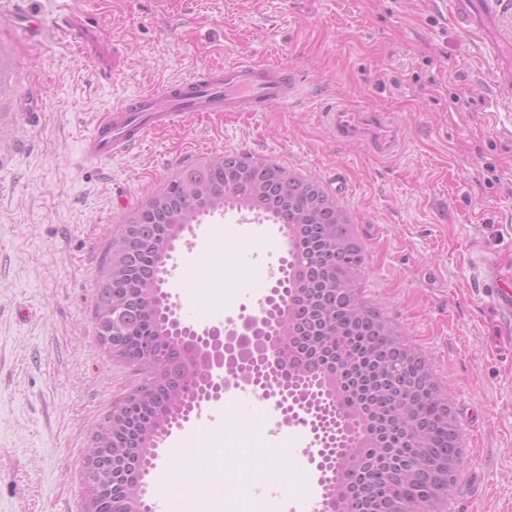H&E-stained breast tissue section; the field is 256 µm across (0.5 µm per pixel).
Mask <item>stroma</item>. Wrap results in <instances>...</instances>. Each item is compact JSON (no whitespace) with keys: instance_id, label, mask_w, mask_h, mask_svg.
Wrapping results in <instances>:
<instances>
[{"instance_id":"35a3bbf8","label":"stroma","mask_w":512,"mask_h":512,"mask_svg":"<svg viewBox=\"0 0 512 512\" xmlns=\"http://www.w3.org/2000/svg\"><path fill=\"white\" fill-rule=\"evenodd\" d=\"M28 3L40 37L0 13V512H83L91 431L142 381L97 336L107 238L159 182L221 152L315 178L336 198L369 257L365 300L456 411L462 463L439 512H512V343L490 287L512 280V103L496 97L497 62L453 23L451 0H72L77 48L54 31L59 0ZM241 56L294 69L293 100L213 112L85 160L99 112ZM336 102L398 115L403 150L380 159L337 141L320 118ZM281 256L237 213L208 216L202 235L176 242L167 289L179 314L222 322L252 310ZM227 279L240 289L219 294ZM229 427L246 446L223 468L228 495L271 485L262 512H290L295 493L320 492L307 427L270 401L246 418L221 400L158 450L147 482L168 512H214L173 486L204 472L198 429Z\"/></svg>"}]
</instances>
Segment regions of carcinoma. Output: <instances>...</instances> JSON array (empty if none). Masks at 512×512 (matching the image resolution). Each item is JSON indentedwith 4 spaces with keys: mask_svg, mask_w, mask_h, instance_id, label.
Listing matches in <instances>:
<instances>
[{
    "mask_svg": "<svg viewBox=\"0 0 512 512\" xmlns=\"http://www.w3.org/2000/svg\"><path fill=\"white\" fill-rule=\"evenodd\" d=\"M109 238L100 279H112L119 303L138 308L119 352L100 339L109 357L144 374L138 392L117 417L107 415L92 438L112 449V492L128 479L127 449L156 442L180 425L202 373L187 366L179 334L169 320L161 263L188 226L229 209H246L288 233V288L283 308L293 335L319 344L323 365L286 386L294 404L310 410L338 449H356L357 469L347 473L343 496L351 512H436L458 481L462 448L448 396L426 360L363 298L365 249L346 213L317 181L246 154H216L188 165L156 186Z\"/></svg>",
    "mask_w": 512,
    "mask_h": 512,
    "instance_id": "carcinoma-1",
    "label": "carcinoma"
}]
</instances>
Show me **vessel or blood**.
<instances>
[{"label": "vessel or blood", "instance_id": "vessel-or-blood-1", "mask_svg": "<svg viewBox=\"0 0 512 512\" xmlns=\"http://www.w3.org/2000/svg\"><path fill=\"white\" fill-rule=\"evenodd\" d=\"M453 17L465 32L485 35V48L499 56L507 34L496 18L512 10V0H452ZM298 81L287 67L243 57L220 67L138 93L100 113L83 148L85 158L111 159L140 145L149 135L210 112H266L287 104ZM338 140L359 143L375 157L396 156L405 145L404 127L393 114L344 103L322 114Z\"/></svg>", "mask_w": 512, "mask_h": 512}]
</instances>
